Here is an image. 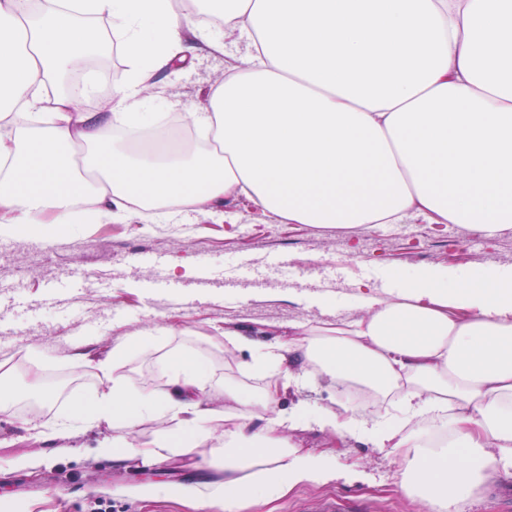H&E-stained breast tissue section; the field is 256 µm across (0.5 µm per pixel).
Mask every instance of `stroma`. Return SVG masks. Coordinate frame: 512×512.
I'll use <instances>...</instances> for the list:
<instances>
[{
	"label": "stroma",
	"mask_w": 512,
	"mask_h": 512,
	"mask_svg": "<svg viewBox=\"0 0 512 512\" xmlns=\"http://www.w3.org/2000/svg\"><path fill=\"white\" fill-rule=\"evenodd\" d=\"M223 77L204 56L192 73L162 72L156 90L186 95L198 106L205 101L199 83ZM225 208L237 213L236 223L196 217L185 224H53L45 233L0 236V319L14 331L9 347L0 349V380L7 384L0 403L9 408L0 414V512H90L97 500L112 512H224L223 502L200 507L183 488L202 473L223 478L211 452L224 441L230 407L224 392L260 397L267 377L251 368L259 354L293 340L297 325L358 317L362 285L389 295L405 285L406 274L428 265L459 275L478 266L512 268V232L476 233L467 244L464 227L413 217L390 231L379 224L344 229L285 224L242 198ZM50 288L61 294L47 310L42 300ZM322 296L333 298V306L317 307ZM228 329L243 334L244 343L229 344ZM124 336L149 339L119 364L131 382L163 384L165 357L173 351L214 374L209 445L153 465L116 461L100 450L113 432L147 441L169 429L168 418L152 415L130 429L71 421L74 396L88 399L108 387L96 365ZM79 350L88 362L77 368L68 358ZM340 402L335 385L319 380L287 387L275 411L335 409ZM65 421L73 433L66 444L52 436ZM287 435L310 451L337 447L339 463L363 470L372 482L301 484L276 501V512H311L320 500L357 494L375 512H425L397 486L399 455L360 436L339 444L331 432L303 423ZM459 512H512V477L487 482Z\"/></svg>",
	"instance_id": "obj_1"
}]
</instances>
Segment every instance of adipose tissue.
I'll list each match as a JSON object with an SVG mask.
<instances>
[{
  "mask_svg": "<svg viewBox=\"0 0 512 512\" xmlns=\"http://www.w3.org/2000/svg\"><path fill=\"white\" fill-rule=\"evenodd\" d=\"M0 0V235L31 224H151L192 207L205 216L244 197L290 224L347 229L416 215L493 237L512 232V0H208L224 32L244 41L241 64L210 84L196 108L175 96L166 110L220 147L184 144L138 155L114 147L112 127L150 122L146 106L163 69H193L192 42L212 57L224 44L175 0ZM107 18L126 68L110 109L81 112L62 83L96 43ZM359 318L302 329L294 353L317 375L394 396L406 420L438 421L440 448L419 434L368 423L343 399L310 423L337 438L362 432L403 453L401 489L428 512H455L484 483L512 476V268L477 267L458 278L423 267L392 297L367 291ZM158 389L116 376L73 418L136 425L168 414L149 443L113 435V456L162 461L211 437L203 396L213 376L170 354ZM281 390L236 398L224 428V481L195 488L201 505H266L309 482H365L333 453L300 451L285 437L295 417L272 415Z\"/></svg>",
  "mask_w": 512,
  "mask_h": 512,
  "instance_id": "ef3b65f1",
  "label": "adipose tissue"
}]
</instances>
